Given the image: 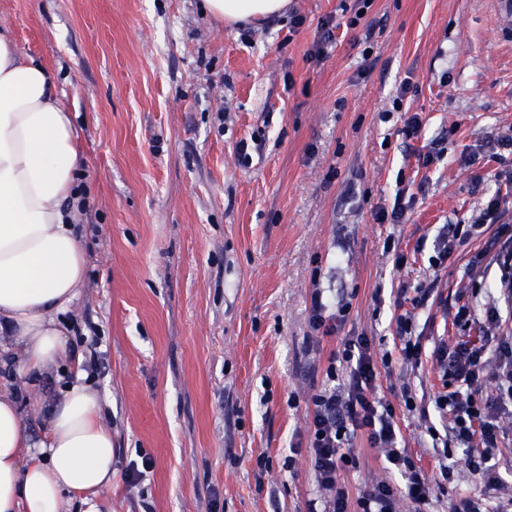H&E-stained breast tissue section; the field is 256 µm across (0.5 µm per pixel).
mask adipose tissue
I'll return each mask as SVG.
<instances>
[{
    "instance_id": "ef3b65f1",
    "label": "adipose tissue",
    "mask_w": 512,
    "mask_h": 512,
    "mask_svg": "<svg viewBox=\"0 0 512 512\" xmlns=\"http://www.w3.org/2000/svg\"><path fill=\"white\" fill-rule=\"evenodd\" d=\"M289 0H204L212 17L235 24L285 15ZM83 155L54 74L21 54L0 28V349L16 353L22 377L72 360L33 438L10 390L0 389V512H67L111 486L112 432L80 357L68 355L62 317L87 278L74 226Z\"/></svg>"
}]
</instances>
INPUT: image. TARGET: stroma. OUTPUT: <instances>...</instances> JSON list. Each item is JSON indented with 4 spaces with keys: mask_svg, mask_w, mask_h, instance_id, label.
Here are the masks:
<instances>
[{
    "mask_svg": "<svg viewBox=\"0 0 512 512\" xmlns=\"http://www.w3.org/2000/svg\"><path fill=\"white\" fill-rule=\"evenodd\" d=\"M342 3L356 0H290L301 27L283 16L247 35L202 0H0V28L54 72L85 159L76 224L89 273L66 320L112 430L116 475L99 512H307L314 477L290 447L342 335L365 334L378 358L394 352L395 306L411 308L423 284L434 288L416 321L423 344L485 336L454 325L471 252L436 265V235L468 223L512 169V154L490 150L512 130V30L493 0H373L311 61L320 20ZM405 111L420 113V136L403 134ZM400 188L406 222L374 223ZM390 236L415 263L394 266ZM317 287L351 297L341 335L311 332ZM378 372L409 454L434 479L438 459L401 388L433 396L439 367L409 374L395 360ZM60 385L54 372L19 377L0 354V388L32 434ZM353 448L343 483L354 500L389 474L365 438ZM142 453L153 465L129 483ZM448 461L456 478L426 512L481 496L462 449Z\"/></svg>",
    "mask_w": 512,
    "mask_h": 512,
    "instance_id": "35a3bbf8",
    "label": "stroma"
}]
</instances>
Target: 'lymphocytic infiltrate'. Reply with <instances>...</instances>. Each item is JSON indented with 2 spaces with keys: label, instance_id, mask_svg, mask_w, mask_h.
I'll list each match as a JSON object with an SVG mask.
<instances>
[{
  "label": "lymphocytic infiltrate",
  "instance_id": "obj_1",
  "mask_svg": "<svg viewBox=\"0 0 512 512\" xmlns=\"http://www.w3.org/2000/svg\"><path fill=\"white\" fill-rule=\"evenodd\" d=\"M502 189L485 207L476 209L470 224L444 225L440 235V260H448L457 247L481 236L485 225H495L494 243H512V224L502 223V205L512 197V171ZM350 302H331L322 292L310 297L309 325L321 336L339 333L350 314ZM404 364L421 365L430 356L443 370L445 381L432 399L433 410L422 413L425 434L442 460L440 476L451 482L454 471L446 459L449 447L465 449L468 467L478 475L490 497L478 504L469 500L450 512H512V495L499 496L501 479L491 461L512 434V336H488L481 346L439 341L425 348L414 333V319L405 312L395 317ZM326 382L307 397V446L318 495L307 503L308 512H424L436 498V487L423 478L419 467L402 448L390 401L377 397V365L367 336H347L341 351L332 353L325 370ZM366 435L401 476L400 482L372 484L357 501H350L341 481L356 468L352 442Z\"/></svg>",
  "mask_w": 512,
  "mask_h": 512
}]
</instances>
